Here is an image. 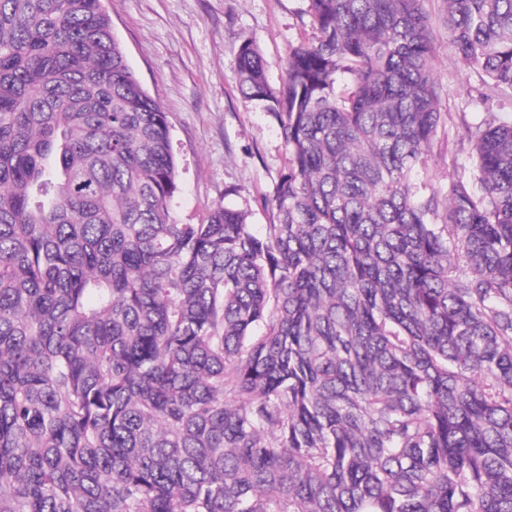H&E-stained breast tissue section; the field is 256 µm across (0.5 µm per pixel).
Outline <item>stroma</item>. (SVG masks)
I'll use <instances>...</instances> for the list:
<instances>
[{
	"mask_svg": "<svg viewBox=\"0 0 512 512\" xmlns=\"http://www.w3.org/2000/svg\"><path fill=\"white\" fill-rule=\"evenodd\" d=\"M130 66L168 115L179 165L175 216L197 221L220 204L247 211L255 230L271 223L264 205L288 161L277 124L245 101L236 84L238 51L257 45L267 79L279 85L289 49L314 42L308 0H105ZM442 111L512 121V95L482 89L457 57L443 23V0H424Z\"/></svg>",
	"mask_w": 512,
	"mask_h": 512,
	"instance_id": "obj_1",
	"label": "stroma"
}]
</instances>
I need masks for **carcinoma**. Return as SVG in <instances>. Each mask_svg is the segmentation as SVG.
Instances as JSON below:
<instances>
[{
  "mask_svg": "<svg viewBox=\"0 0 512 512\" xmlns=\"http://www.w3.org/2000/svg\"><path fill=\"white\" fill-rule=\"evenodd\" d=\"M288 162L174 216L167 113L103 0H0V512H512V123L440 111L422 0H308ZM512 93V0H444ZM441 148L443 151L442 157H435L430 162L431 169L433 171L435 184L439 185L443 189L448 188V179L452 176V169L448 167V158L455 152H457L461 145L455 135L450 134L449 142L448 138L443 137V131L441 133Z\"/></svg>",
  "mask_w": 512,
  "mask_h": 512,
  "instance_id": "cac0c4a2",
  "label": "carcinoma"
}]
</instances>
